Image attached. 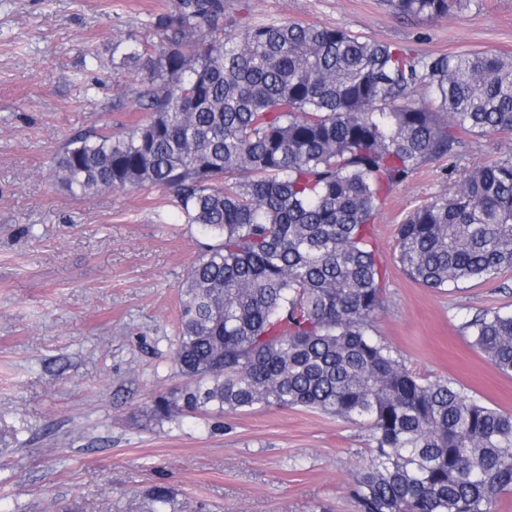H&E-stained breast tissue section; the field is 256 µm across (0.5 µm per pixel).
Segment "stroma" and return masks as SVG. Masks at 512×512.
Here are the masks:
<instances>
[{
    "instance_id": "stroma-1",
    "label": "stroma",
    "mask_w": 512,
    "mask_h": 512,
    "mask_svg": "<svg viewBox=\"0 0 512 512\" xmlns=\"http://www.w3.org/2000/svg\"><path fill=\"white\" fill-rule=\"evenodd\" d=\"M176 0H0V512H147L165 486L175 512H355L352 472L370 454L366 427L313 409L157 422L153 396L183 383L173 351L178 286L204 238L157 189L91 199L56 184L51 156L104 124L141 122L143 71L113 67L112 43L157 44L152 23ZM283 20L340 28L435 55H512V0H475L431 22L384 0H226L224 29ZM512 151V136H469L462 155L423 166L387 197L376 221L388 268L374 333L422 378L450 379L512 412V377L461 326L512 310V271L433 290L395 259L396 226L453 191L464 169Z\"/></svg>"
}]
</instances>
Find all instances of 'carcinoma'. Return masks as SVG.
<instances>
[{
  "label": "carcinoma",
  "mask_w": 512,
  "mask_h": 512,
  "mask_svg": "<svg viewBox=\"0 0 512 512\" xmlns=\"http://www.w3.org/2000/svg\"><path fill=\"white\" fill-rule=\"evenodd\" d=\"M473 0H388L435 20ZM224 0H178L153 21L160 54L122 40L117 67L146 69L137 109L66 142L54 177L71 195L156 188L209 239L179 286L173 358L187 378L153 397L155 421L256 406L365 423L357 512H496L512 494V413L448 379L413 374L373 334L386 303L372 224L386 194L463 136L512 133V55H423L335 27L281 21L224 32ZM397 260L435 290L512 270V152L465 170L451 196L396 228ZM512 376V312L463 325ZM149 512H173L165 486Z\"/></svg>",
  "instance_id": "1"
}]
</instances>
